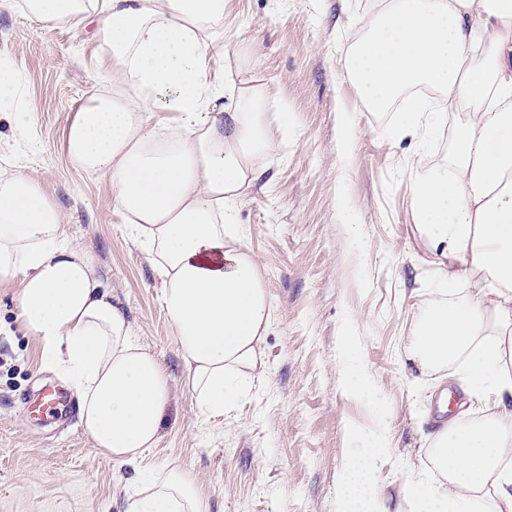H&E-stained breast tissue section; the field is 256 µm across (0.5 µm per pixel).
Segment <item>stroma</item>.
Wrapping results in <instances>:
<instances>
[{"mask_svg": "<svg viewBox=\"0 0 512 512\" xmlns=\"http://www.w3.org/2000/svg\"><path fill=\"white\" fill-rule=\"evenodd\" d=\"M376 0H230L216 67L253 69L268 87L273 149L237 221L268 290L273 323L267 369L247 401L210 418L186 385L178 338L160 301L153 267L112 207L107 179L75 168L65 128L90 98L111 92L112 63L92 28L48 25L25 0H0V55L22 80L35 113L26 132L0 118V173L37 178L65 217L67 235L96 259L112 300L163 365L172 387L160 437L144 467L179 466L206 493L210 512H342V474L366 448L349 434L369 424L365 400L345 388L338 363L343 325L357 318L356 355L388 415L391 446L374 471L377 493L398 505L427 464L431 436L466 397L461 376L418 381L404 346L414 312L434 288L410 210L408 143L388 135L395 111L373 112L340 59L345 35ZM287 107L289 135L276 123ZM355 143L343 151L342 113ZM357 225L361 248L351 246ZM36 339L0 288V512H127L132 465L100 453L78 411L43 426L22 400L58 383Z\"/></svg>", "mask_w": 512, "mask_h": 512, "instance_id": "stroma-1", "label": "stroma"}]
</instances>
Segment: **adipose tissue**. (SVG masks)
<instances>
[{
    "instance_id": "ef3b65f1",
    "label": "adipose tissue",
    "mask_w": 512,
    "mask_h": 512,
    "mask_svg": "<svg viewBox=\"0 0 512 512\" xmlns=\"http://www.w3.org/2000/svg\"><path fill=\"white\" fill-rule=\"evenodd\" d=\"M228 0H28L46 24L96 21L112 64V93L70 120L64 147L75 167L105 177L128 235L160 277L186 383L200 414L220 416L251 397L266 368L272 312L259 262L237 212L261 176L272 140L268 89L241 77L221 107L224 74L214 42ZM343 69L362 101L403 102L394 140L423 151L449 113H464L449 157L417 165L411 210L436 288L405 347L418 377L451 363L487 412L450 419L430 466L401 512H512V0H378L355 31ZM135 89L126 97L122 87ZM19 128L34 114L0 56V112ZM173 113L172 123L157 120ZM0 288L42 362L75 393L96 448L136 464L152 447L170 401L168 375L112 301L96 262L67 237L64 216L39 181L0 174ZM362 457L342 475L346 512H389L371 474L390 445L374 406ZM128 512H209L179 467L140 470Z\"/></svg>"
}]
</instances>
